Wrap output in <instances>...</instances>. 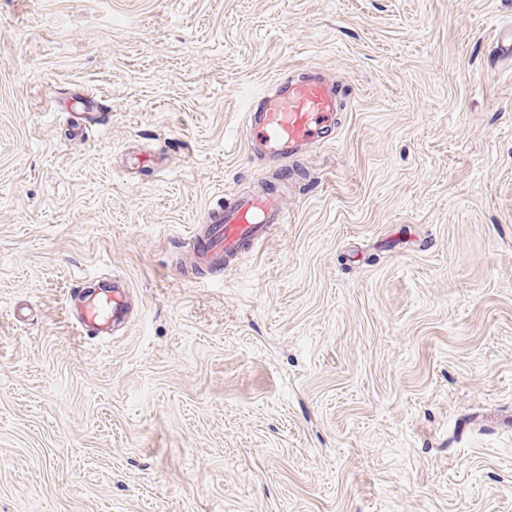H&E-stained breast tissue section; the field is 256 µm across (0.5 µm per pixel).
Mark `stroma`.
Returning a JSON list of instances; mask_svg holds the SVG:
<instances>
[{"label":"stroma","mask_w":512,"mask_h":512,"mask_svg":"<svg viewBox=\"0 0 512 512\" xmlns=\"http://www.w3.org/2000/svg\"><path fill=\"white\" fill-rule=\"evenodd\" d=\"M512 0H0V512H512ZM302 63L335 143L213 272L242 132ZM104 126L71 129L85 102ZM183 153L124 176L132 144ZM127 278L107 339L64 298ZM220 194V202L208 210L203 225H193L188 233L199 264L224 268V257L254 254L275 225L288 224V209L277 191Z\"/></svg>","instance_id":"obj_1"}]
</instances>
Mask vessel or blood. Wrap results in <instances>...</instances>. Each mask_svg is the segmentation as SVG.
Wrapping results in <instances>:
<instances>
[{
    "mask_svg": "<svg viewBox=\"0 0 512 512\" xmlns=\"http://www.w3.org/2000/svg\"><path fill=\"white\" fill-rule=\"evenodd\" d=\"M341 103L337 83L316 65L280 74L249 100L243 121L246 145L269 165L286 170L289 160L335 142ZM288 221L278 192L224 194L188 237L199 263L220 268L225 259L254 254L275 225ZM130 291L127 279L95 277L68 295L65 304L78 308L80 328L108 336L128 318Z\"/></svg>",
    "mask_w": 512,
    "mask_h": 512,
    "instance_id": "b4317fda",
    "label": "vessel or blood"
}]
</instances>
